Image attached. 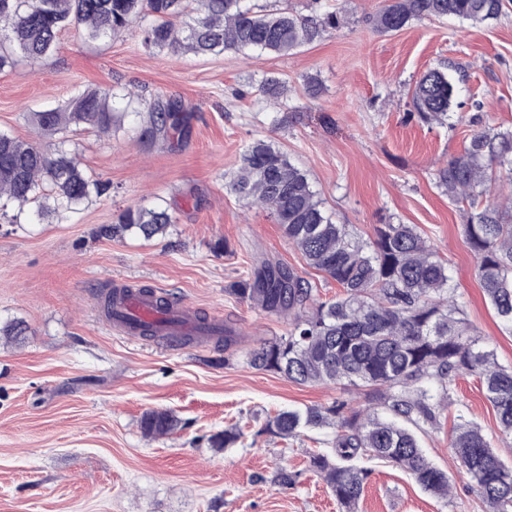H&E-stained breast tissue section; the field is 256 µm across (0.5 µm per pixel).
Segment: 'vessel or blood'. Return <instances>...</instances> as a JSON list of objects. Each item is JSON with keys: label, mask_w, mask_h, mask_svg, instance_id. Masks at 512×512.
<instances>
[{"label": "vessel or blood", "mask_w": 512, "mask_h": 512, "mask_svg": "<svg viewBox=\"0 0 512 512\" xmlns=\"http://www.w3.org/2000/svg\"><path fill=\"white\" fill-rule=\"evenodd\" d=\"M113 312L110 316L118 331L137 337L145 324L153 325L156 336L174 351L186 349L193 333L196 318L192 308L181 303L172 304L168 312L158 313L153 295L127 289L123 282L113 284Z\"/></svg>", "instance_id": "obj_1"}]
</instances>
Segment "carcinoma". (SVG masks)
<instances>
[{
  "label": "carcinoma",
  "instance_id": "carcinoma-1",
  "mask_svg": "<svg viewBox=\"0 0 512 512\" xmlns=\"http://www.w3.org/2000/svg\"><path fill=\"white\" fill-rule=\"evenodd\" d=\"M245 0H0V69L22 57L32 64L56 47L60 33L75 30L89 40L110 38L140 27L145 46L200 55L260 50L288 54L298 45L336 30L334 12L297 16L284 9L259 14ZM505 0H391L374 19L376 27L396 31L412 19L454 16L483 22L498 18ZM454 86L438 69L417 81L413 107L426 122L448 119ZM112 94L84 90L61 108L33 114L41 133L59 135L47 148L0 133V217L18 206L37 204L36 216L49 220L73 213L82 203L107 192L108 184L88 178L66 148V132L83 127L112 133L116 112ZM140 137L183 133L184 108L156 100L148 108ZM496 169H491V166ZM502 173L512 185V130L474 131L463 152L439 169L437 179L448 197L468 204L464 225L468 247L477 260L479 284L503 326L512 330V224L499 209L512 197L480 207L476 189ZM230 191L248 206L269 211L285 236L311 267L342 288L332 301L314 298L302 277L270 268L244 281L234 292L271 315L288 317V335L264 341L248 353V363L275 371L297 384L352 387L367 406L348 401L281 411L265 430L294 438L305 428H331L333 448L310 456L309 467L325 482L342 512H357L368 470L377 459L406 472L437 497L450 493L451 478L426 456L420 435L440 423L458 376L479 378L496 411L502 435H512V367L499 365L482 348L456 298L448 265L410 224H382L369 243L360 242L344 224L326 215L307 173L271 142L256 140L241 157ZM175 223L169 209L129 207L112 233H132L148 241ZM170 411L146 412L145 435L163 438L178 429ZM236 426L210 436L219 451L234 445ZM452 447L484 512H512V466L493 449L482 427L457 416Z\"/></svg>",
  "mask_w": 512,
  "mask_h": 512
}]
</instances>
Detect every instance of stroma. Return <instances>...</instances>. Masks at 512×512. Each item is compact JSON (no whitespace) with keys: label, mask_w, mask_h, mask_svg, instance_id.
<instances>
[{"label":"stroma","mask_w":512,"mask_h":512,"mask_svg":"<svg viewBox=\"0 0 512 512\" xmlns=\"http://www.w3.org/2000/svg\"><path fill=\"white\" fill-rule=\"evenodd\" d=\"M386 0H248L253 10L300 16L336 12L343 25L287 54L249 50L216 56L144 47L138 30L107 41L74 31L41 64L0 70V132L37 144L33 113L63 106L76 91L106 89L145 102L190 108L188 136L143 139L145 117L128 115L111 136L69 134L88 177L108 183L74 213L52 222L0 219V326L18 321V341L0 339V512H340L309 457L328 451L332 430L283 439L270 416L343 399L357 390L300 385L247 361L260 342L288 333V320L236 295L267 264L309 281L315 298L339 288L310 267L270 213L251 208L229 183L253 140L274 143L306 171L334 223L361 240L382 224H412L450 264L456 295L482 345L512 366L506 330L476 277L465 238L468 205L449 199L437 171L484 127L512 130V6L498 18L411 20L384 31L372 19ZM449 74L450 118L425 123L414 112L416 81ZM280 96L264 94L266 79ZM161 205L176 222L152 240L108 228L126 208ZM167 293L233 331L181 352L159 338L129 340L112 328L102 293L113 280ZM453 410L479 423L512 462L476 377L460 376ZM171 411L178 430L146 436L143 414ZM235 425L234 447L215 451L212 434ZM452 422L421 438L427 456L454 480L451 496L425 492L406 473L373 461L358 512H482L457 460ZM298 472L294 485L278 469Z\"/></svg>","instance_id":"obj_1"}]
</instances>
